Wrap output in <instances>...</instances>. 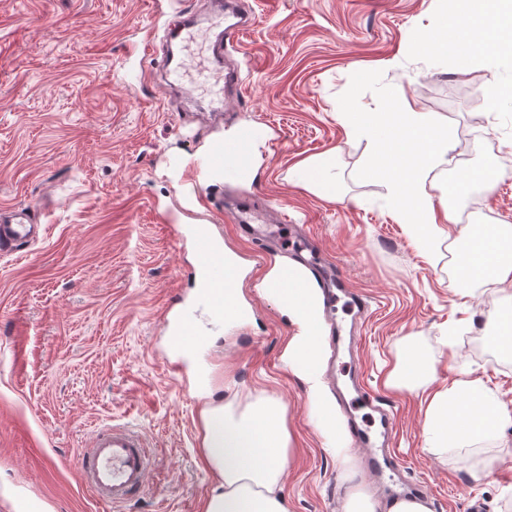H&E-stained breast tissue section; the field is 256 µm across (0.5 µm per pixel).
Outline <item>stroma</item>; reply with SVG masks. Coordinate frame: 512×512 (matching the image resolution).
Listing matches in <instances>:
<instances>
[{"label": "stroma", "instance_id": "35a3bbf8", "mask_svg": "<svg viewBox=\"0 0 512 512\" xmlns=\"http://www.w3.org/2000/svg\"><path fill=\"white\" fill-rule=\"evenodd\" d=\"M241 51L227 50L243 91L230 106L221 95L189 94L172 75L149 71L144 42H172L186 61L173 15L197 17L208 44L210 0H0V207L30 205L43 238L24 252L0 253V512H202L213 488L200 453L202 401L189 374L162 373L176 359L169 322L194 304L196 255L175 236L179 224L205 219L216 239L254 272L267 258L238 224L217 212L227 198L273 204L303 224L332 256L348 288L369 304L353 350L329 356L331 394L351 369L393 412L388 440L401 477L420 485L433 512H512V430L489 448L492 462L473 479L456 453L424 450L419 398L382 386L383 363L402 340L419 337L440 362L439 341L456 329L458 350L479 376L512 401V358L486 342L494 295L462 291L447 244L426 262L391 215L387 188L362 176L373 144L347 140L336 114L345 102L382 111L403 99L449 129L452 146L474 143L457 169L496 170L476 190L472 221L512 223V102L473 104L472 82L512 78V58H493L466 74L451 58L408 48L429 28L436 0H256ZM260 125L269 139L249 183L206 180L214 210L184 213L176 191L191 156L233 127ZM334 152L342 201L297 185L293 168ZM249 323L204 348L216 381L232 372L242 411L260 393L280 398L297 448L282 480L291 512H339L343 466L325 450L305 385L281 353L292 328L275 301L243 284ZM124 424L145 438L151 468L129 501L99 503L79 481L74 459L101 427Z\"/></svg>", "mask_w": 512, "mask_h": 512}]
</instances>
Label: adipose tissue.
<instances>
[{"mask_svg":"<svg viewBox=\"0 0 512 512\" xmlns=\"http://www.w3.org/2000/svg\"><path fill=\"white\" fill-rule=\"evenodd\" d=\"M488 0H446L436 24L413 36L412 46L442 52L465 72L481 55L497 57L512 53V38L500 34L487 13ZM337 118L351 140L370 141L374 150L363 173L384 182L390 206L404 223L408 235L426 260H434L440 242L454 238V261L467 284L489 285L506 302L494 306L488 317L494 330L487 343L512 357V224H457L448 209V198L471 186L497 177L488 168L462 171L455 182L438 184L433 171L448 162V134L430 117L391 99L381 112H362L346 104ZM267 132L261 126L249 131L232 128L224 133L230 145L244 144L242 180H253L263 161ZM334 153L298 163L297 184L325 198L338 199ZM259 295L274 297L293 332L283 350L289 371L307 386L312 421L326 448L344 455L346 424L322 381L326 333L323 296L314 276L301 264L274 258L258 277ZM456 334H448L446 370L424 349L419 339L405 337L385 373L383 385L391 392L415 394L423 399L422 436L425 450L442 454L452 449H480L501 441L512 428V406L462 362L455 350ZM205 435L201 462L210 472L214 488L204 512H290L281 492L287 462L296 446L288 426L287 408L278 398L260 394L242 412L217 403L210 375L194 373ZM342 512H431L423 497L398 498L387 503L360 491L348 492Z\"/></svg>","mask_w":512,"mask_h":512,"instance_id":"adipose-tissue-1","label":"adipose tissue"}]
</instances>
